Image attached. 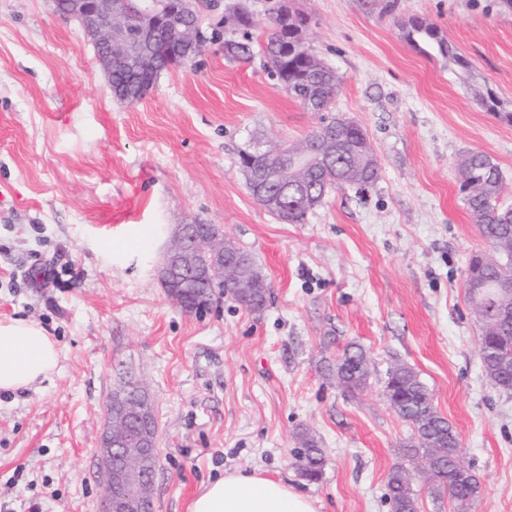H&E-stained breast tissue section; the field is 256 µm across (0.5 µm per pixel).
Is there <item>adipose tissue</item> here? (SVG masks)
Listing matches in <instances>:
<instances>
[{
	"label": "adipose tissue",
	"mask_w": 512,
	"mask_h": 512,
	"mask_svg": "<svg viewBox=\"0 0 512 512\" xmlns=\"http://www.w3.org/2000/svg\"><path fill=\"white\" fill-rule=\"evenodd\" d=\"M59 348L39 324L0 320V391L16 392L46 378L57 367ZM190 512H315L312 501L287 483L262 476L230 474L210 482Z\"/></svg>",
	"instance_id": "ef3b65f1"
}]
</instances>
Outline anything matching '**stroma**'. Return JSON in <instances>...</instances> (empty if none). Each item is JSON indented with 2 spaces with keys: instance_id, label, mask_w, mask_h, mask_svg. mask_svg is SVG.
Returning <instances> with one entry per match:
<instances>
[{
  "instance_id": "obj_1",
  "label": "stroma",
  "mask_w": 512,
  "mask_h": 512,
  "mask_svg": "<svg viewBox=\"0 0 512 512\" xmlns=\"http://www.w3.org/2000/svg\"><path fill=\"white\" fill-rule=\"evenodd\" d=\"M201 10V53L118 100L92 43L52 0H0V320L43 326L57 370L0 391V512H100L106 404L137 381L161 450L153 512H189L211 481L261 473L315 512H389L387 478L413 435L388 405L390 367L416 372L458 432L480 494L512 512V392L480 359L467 301L470 255L488 245L458 163L490 155L512 204V125L478 108L490 86L512 109V8L504 0H290L306 42L342 80L334 112L368 133L380 166L366 191L330 190L305 223L250 194V138L292 143L322 124L261 57L224 54V7ZM437 24L470 71L412 48L397 25ZM180 224H215L252 253L271 297L259 313L215 289L189 312L159 266ZM351 343L370 387L344 394L325 369ZM324 450L319 482L292 464L296 434Z\"/></svg>"
}]
</instances>
